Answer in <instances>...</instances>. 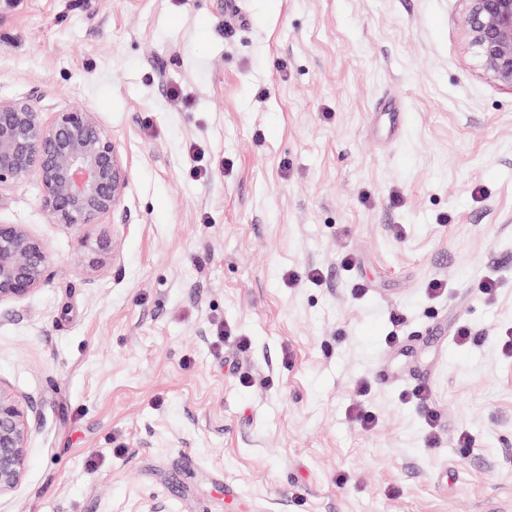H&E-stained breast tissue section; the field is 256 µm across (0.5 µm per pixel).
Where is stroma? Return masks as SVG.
I'll list each match as a JSON object with an SVG mask.
<instances>
[{
    "label": "stroma",
    "mask_w": 512,
    "mask_h": 512,
    "mask_svg": "<svg viewBox=\"0 0 512 512\" xmlns=\"http://www.w3.org/2000/svg\"><path fill=\"white\" fill-rule=\"evenodd\" d=\"M239 7L0 0V99L95 112L126 173L85 228L0 197L50 257L0 306L39 413L0 512H512V88L464 0Z\"/></svg>",
    "instance_id": "obj_1"
}]
</instances>
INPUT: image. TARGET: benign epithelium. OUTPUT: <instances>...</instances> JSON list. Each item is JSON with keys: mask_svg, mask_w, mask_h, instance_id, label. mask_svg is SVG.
<instances>
[{"mask_svg": "<svg viewBox=\"0 0 512 512\" xmlns=\"http://www.w3.org/2000/svg\"><path fill=\"white\" fill-rule=\"evenodd\" d=\"M460 25L468 49L490 80L512 88V0H465ZM30 179L42 187L53 223L85 227L112 214L125 172L112 136L90 110L58 112L49 122L32 100H0V192ZM48 261L22 224L0 225V304L40 288ZM34 406L0 387V494L22 482Z\"/></svg>", "mask_w": 512, "mask_h": 512, "instance_id": "obj_1", "label": "benign epithelium"}]
</instances>
